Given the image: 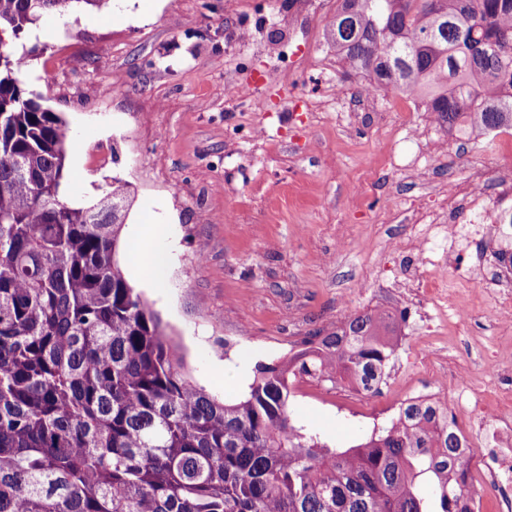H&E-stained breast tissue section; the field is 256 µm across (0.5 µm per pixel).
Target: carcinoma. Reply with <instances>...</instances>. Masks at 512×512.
I'll list each match as a JSON object with an SVG mask.
<instances>
[{
	"label": "carcinoma",
	"instance_id": "cac0c4a2",
	"mask_svg": "<svg viewBox=\"0 0 512 512\" xmlns=\"http://www.w3.org/2000/svg\"><path fill=\"white\" fill-rule=\"evenodd\" d=\"M108 2L0 0V512H469L470 455L430 407L340 451L295 424L280 366L231 403L186 376L116 259L129 185L65 201L68 124L18 78L42 16ZM339 2L346 72L446 131L512 128V0ZM403 321L350 317L291 375L370 390Z\"/></svg>",
	"mask_w": 512,
	"mask_h": 512
}]
</instances>
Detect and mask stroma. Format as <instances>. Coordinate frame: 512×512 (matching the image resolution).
I'll list each match as a JSON object with an SVG mask.
<instances>
[{
    "instance_id": "stroma-1",
    "label": "stroma",
    "mask_w": 512,
    "mask_h": 512,
    "mask_svg": "<svg viewBox=\"0 0 512 512\" xmlns=\"http://www.w3.org/2000/svg\"><path fill=\"white\" fill-rule=\"evenodd\" d=\"M337 6L113 0L100 12L49 14L40 25L51 40H22L23 88L70 125L67 201L93 204L117 176L135 190L124 238L165 225L155 244L162 287L125 277L180 347L186 376L221 400L246 393L257 363L287 366L310 336L371 308L406 316L407 341L385 370L389 397L402 395L418 379L410 364L425 331L413 303L394 295L415 256L392 242L410 238L414 209L442 210L449 180L478 170L495 190L512 166L511 148L444 130L396 93L343 114L306 111L303 100L330 85H369L345 74L325 40ZM230 81L259 90L239 103L225 96ZM101 145L105 165L93 158ZM142 157L157 180L142 174ZM289 404L330 447L366 433L362 418L314 395L292 392Z\"/></svg>"
}]
</instances>
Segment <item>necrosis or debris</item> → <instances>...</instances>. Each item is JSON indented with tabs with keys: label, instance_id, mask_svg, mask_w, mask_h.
<instances>
[{
	"label": "necrosis or debris",
	"instance_id": "1",
	"mask_svg": "<svg viewBox=\"0 0 512 512\" xmlns=\"http://www.w3.org/2000/svg\"><path fill=\"white\" fill-rule=\"evenodd\" d=\"M486 192L483 176L476 172L465 183L449 184L448 202L471 200V221L481 226L483 241L512 240V225L502 220L504 206L485 204ZM457 235V225L433 212H421L410 245L420 255L423 271L440 270L450 261L462 267L457 290L428 289L423 293L425 304L463 325L478 320L491 335L477 345L474 363L449 354L445 347L429 345L413 361L415 369L427 375V383L412 387L403 399H384L380 411L369 418H399L410 401L431 406L466 450L481 452L484 459L482 471L468 478L469 485L481 492L470 500L471 512H482L486 500L495 503L496 512H512V368L504 366L497 351L501 337L512 334V283H475L471 269L462 266L464 253L455 247Z\"/></svg>",
	"mask_w": 512,
	"mask_h": 512
}]
</instances>
